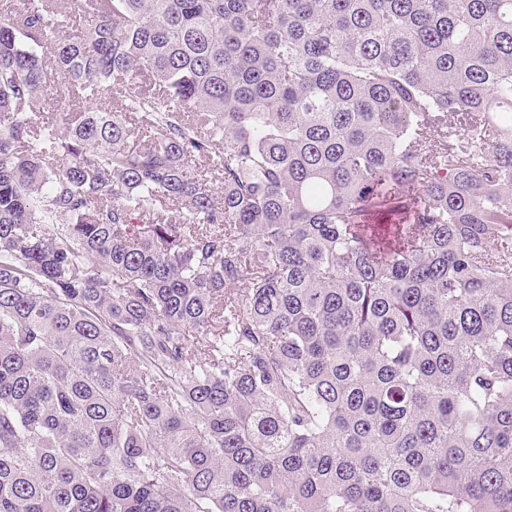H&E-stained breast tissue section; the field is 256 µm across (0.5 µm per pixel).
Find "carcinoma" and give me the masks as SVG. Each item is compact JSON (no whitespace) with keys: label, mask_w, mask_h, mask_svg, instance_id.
<instances>
[{"label":"carcinoma","mask_w":512,"mask_h":512,"mask_svg":"<svg viewBox=\"0 0 512 512\" xmlns=\"http://www.w3.org/2000/svg\"><path fill=\"white\" fill-rule=\"evenodd\" d=\"M9 12L0 512H512V0Z\"/></svg>","instance_id":"obj_1"}]
</instances>
